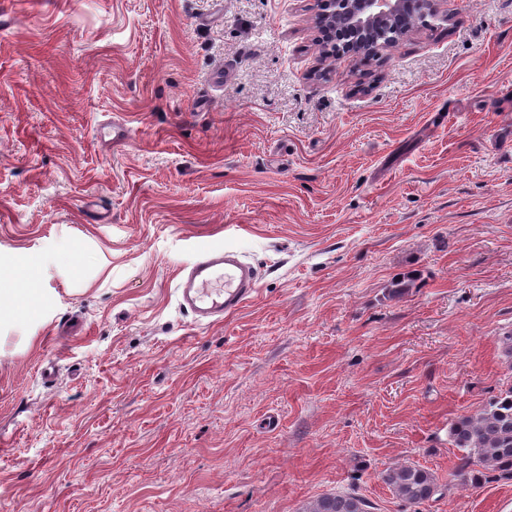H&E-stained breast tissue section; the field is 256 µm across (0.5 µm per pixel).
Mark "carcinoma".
Here are the masks:
<instances>
[{
  "label": "carcinoma",
  "mask_w": 512,
  "mask_h": 512,
  "mask_svg": "<svg viewBox=\"0 0 512 512\" xmlns=\"http://www.w3.org/2000/svg\"><path fill=\"white\" fill-rule=\"evenodd\" d=\"M449 435L458 449L452 476H467L476 484L489 475L512 480V387L501 392L473 415L459 417ZM383 480L409 505H419L437 491L435 476L422 468L402 465L389 468ZM372 505L350 493L323 495L302 507L301 512H371Z\"/></svg>",
  "instance_id": "1"
}]
</instances>
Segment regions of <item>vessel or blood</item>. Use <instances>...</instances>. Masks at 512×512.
<instances>
[{
  "label": "vessel or blood",
  "instance_id": "obj_1",
  "mask_svg": "<svg viewBox=\"0 0 512 512\" xmlns=\"http://www.w3.org/2000/svg\"><path fill=\"white\" fill-rule=\"evenodd\" d=\"M258 273L240 254L205 248L182 273L178 304L200 324H210L240 311L257 291Z\"/></svg>",
  "mask_w": 512,
  "mask_h": 512
}]
</instances>
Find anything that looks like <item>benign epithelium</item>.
<instances>
[{
    "label": "benign epithelium",
    "instance_id": "benign-epithelium-1",
    "mask_svg": "<svg viewBox=\"0 0 512 512\" xmlns=\"http://www.w3.org/2000/svg\"><path fill=\"white\" fill-rule=\"evenodd\" d=\"M437 0H318L315 28L340 24L351 36L349 47L358 54L375 55L394 48L404 37L400 24L412 9L408 27L430 26L440 19Z\"/></svg>",
    "mask_w": 512,
    "mask_h": 512
}]
</instances>
